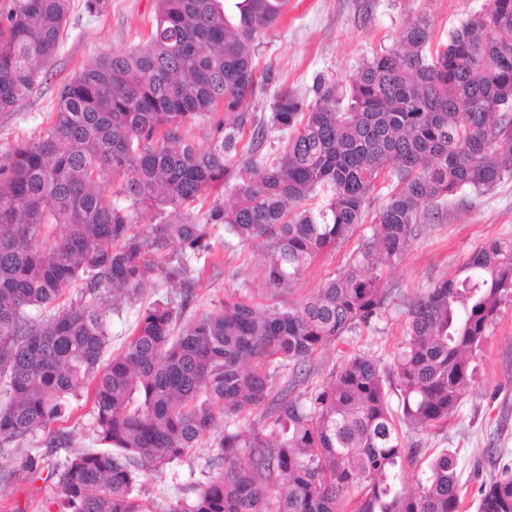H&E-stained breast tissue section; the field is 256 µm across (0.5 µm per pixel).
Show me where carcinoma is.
<instances>
[{
  "label": "carcinoma",
  "instance_id": "carcinoma-1",
  "mask_svg": "<svg viewBox=\"0 0 512 512\" xmlns=\"http://www.w3.org/2000/svg\"><path fill=\"white\" fill-rule=\"evenodd\" d=\"M286 4L235 0L229 16L224 0H156L142 45L81 68L39 134L0 151V444L46 432V447L67 445L52 426L84 387L104 446L59 473V512H153L140 472L164 469L221 425L224 473L166 512H343L353 493L352 512H460L459 460L446 449L415 491L397 487L416 456L398 427L427 429L457 411L472 356L512 299V238L475 248L409 303L397 407L364 355L301 395L276 384L386 314L379 266L448 197L512 178V0H488L435 46L429 21L416 19L398 49L321 83L314 104L281 88L266 121L246 101L272 80L256 56ZM68 13L69 0L0 9V111L38 83ZM197 119L211 121L203 146L189 134ZM270 125L286 137L273 156L262 152ZM197 202L206 211L190 212ZM368 223L348 265L302 302L227 297L180 323L211 226L261 242L266 284L289 289ZM155 275L179 285L180 305L145 309L102 365L111 334L95 296L105 289L119 308ZM71 288L80 296L64 306ZM253 413L258 422L237 426ZM477 512H512L511 471L481 482Z\"/></svg>",
  "mask_w": 512,
  "mask_h": 512
}]
</instances>
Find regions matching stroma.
<instances>
[{
  "label": "stroma",
  "mask_w": 512,
  "mask_h": 512,
  "mask_svg": "<svg viewBox=\"0 0 512 512\" xmlns=\"http://www.w3.org/2000/svg\"><path fill=\"white\" fill-rule=\"evenodd\" d=\"M487 0H288L278 23L263 39L258 62L272 79L251 110L270 115L280 86H288L306 101L317 98L319 82L345 79L366 60L393 50L405 24L425 15L435 40L446 39ZM155 19V0H109L104 12L91 15L84 0H70L68 28L58 54L35 88L11 109L0 112V150L40 131L57 105L56 90L92 59L121 53L142 44ZM371 234L359 225L336 251L321 258L288 290L269 288L262 274L258 247L227 238L216 225L210 239L211 266L196 275L191 314L218 307L228 296L260 306H288L308 297L325 278L340 271ZM512 236V179L488 193L465 192L453 197L422 226L406 253L383 265L381 277L389 294L386 316L374 328L344 336L316 354L307 364L309 384H319L341 362L355 354L379 361L386 388L395 391L393 356L399 346L406 306L439 279L456 274L466 257L483 243ZM164 278H155L141 297L113 311L111 293H101L99 305L111 329L109 354L124 346L139 311L175 297ZM474 376L457 411L447 423L428 431L405 430L408 445L417 448L413 464L397 478L400 488L416 487L418 474L433 455L446 448L458 453L466 483L464 510L476 512L481 481L512 467V302L502 306L473 360ZM73 415L63 429L71 443L45 447V434L0 445V512H58V474L76 453L98 450L91 404L79 396L71 401ZM215 445L195 448L161 471L139 477L142 496L152 504L167 498H192L202 483L222 472ZM35 458L36 470L26 466Z\"/></svg>",
  "instance_id": "obj_1"
}]
</instances>
